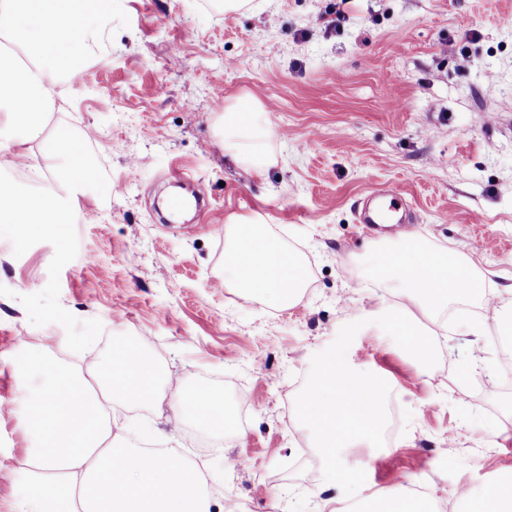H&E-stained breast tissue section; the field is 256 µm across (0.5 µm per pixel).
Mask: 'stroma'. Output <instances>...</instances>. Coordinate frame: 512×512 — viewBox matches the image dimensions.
<instances>
[{"label": "stroma", "mask_w": 512, "mask_h": 512, "mask_svg": "<svg viewBox=\"0 0 512 512\" xmlns=\"http://www.w3.org/2000/svg\"><path fill=\"white\" fill-rule=\"evenodd\" d=\"M224 11L216 0H113L87 46L85 78L63 84L43 133L93 128L87 144L113 190L73 193L78 253L60 272L61 305L99 319L92 351L109 360L135 340L158 386L224 398V433L195 415L172 426L168 402H111L112 435L178 449L198 468L210 512H320L321 458L293 415L313 355L364 320L347 362L390 386L397 429L382 448L341 454L363 469L360 495L425 487L429 512H469L484 485L512 479V334L482 333V303L454 302L417 325L439 362L414 365L377 325L374 298L394 303L362 266L381 236L464 249L484 292L512 313V0H258ZM394 106H387L386 98ZM274 103L273 156L263 172L225 152V108ZM211 206L193 223L161 222L171 171ZM399 184L402 224L361 225L364 201ZM245 217L299 256L307 286L288 307L235 286L224 266L229 216ZM51 244L14 256L0 238V512L26 490L32 445L17 413L27 349L78 369L56 323L33 325L19 298L47 285ZM375 357H364L366 347Z\"/></svg>", "instance_id": "stroma-1"}]
</instances>
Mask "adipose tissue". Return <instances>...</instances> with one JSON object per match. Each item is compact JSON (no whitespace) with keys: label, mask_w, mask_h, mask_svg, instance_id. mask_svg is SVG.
Returning <instances> with one entry per match:
<instances>
[{"label":"adipose tissue","mask_w":512,"mask_h":512,"mask_svg":"<svg viewBox=\"0 0 512 512\" xmlns=\"http://www.w3.org/2000/svg\"><path fill=\"white\" fill-rule=\"evenodd\" d=\"M111 15L112 0H0V62L7 67L0 112L12 130L0 138L1 158L25 163L60 77L79 72L94 24ZM264 113L262 105L251 104L224 116L225 149L258 173L269 163L260 144L272 135ZM225 261L235 268L238 287L262 299L286 305L306 286L299 259L250 222H236ZM133 354V348H117L107 363L90 360L82 373L31 354L18 361V373L39 368L49 374L24 400L23 421L37 444L21 462L30 484L18 512H210L194 468L112 442L104 402L156 397L155 369L147 359L129 373Z\"/></svg>","instance_id":"1"}]
</instances>
